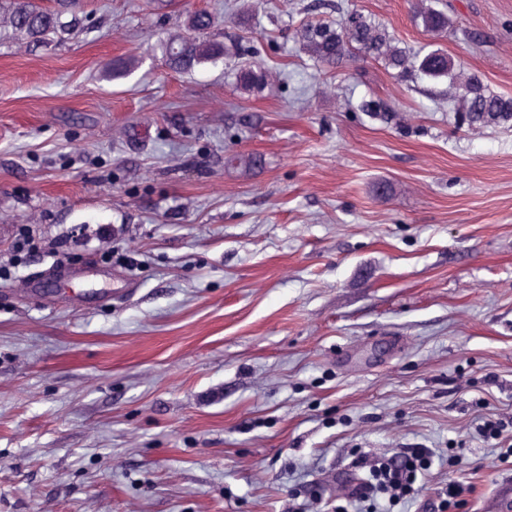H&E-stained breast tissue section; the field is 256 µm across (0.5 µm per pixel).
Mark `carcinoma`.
I'll return each instance as SVG.
<instances>
[{"label": "carcinoma", "instance_id": "1", "mask_svg": "<svg viewBox=\"0 0 512 512\" xmlns=\"http://www.w3.org/2000/svg\"><path fill=\"white\" fill-rule=\"evenodd\" d=\"M78 0H0V38L38 43L51 34L76 33ZM414 23L423 31L445 36L451 20L436 0H409ZM307 11L314 14L294 31V38L319 67H329L356 53L382 61L397 77L411 83H448L452 111L470 125L496 126L512 121V95L490 90L476 74L464 71L460 63L441 48L412 54L399 46L389 27L357 10H347L342 2L312 0ZM338 18H332V14ZM213 25L206 11L186 16L181 28L166 33L160 46L168 66L176 71H192L213 66L228 56L226 45L204 36ZM139 60L122 57L112 61V73L127 76L138 68ZM271 73L257 61L242 65L237 84L246 92L261 89Z\"/></svg>", "mask_w": 512, "mask_h": 512}]
</instances>
